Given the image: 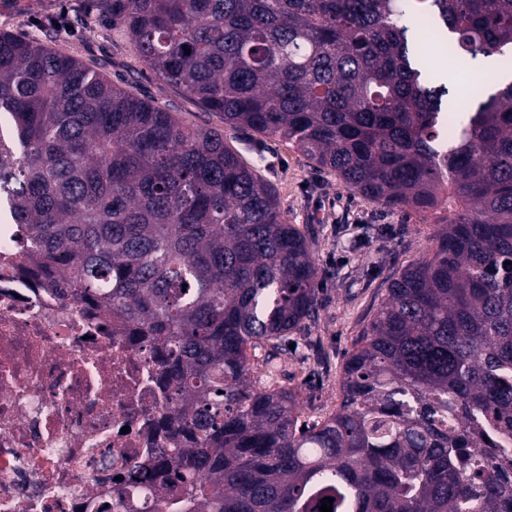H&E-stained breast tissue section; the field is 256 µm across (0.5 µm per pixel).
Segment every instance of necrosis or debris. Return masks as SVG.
<instances>
[{"instance_id":"obj_1","label":"necrosis or debris","mask_w":512,"mask_h":512,"mask_svg":"<svg viewBox=\"0 0 512 512\" xmlns=\"http://www.w3.org/2000/svg\"><path fill=\"white\" fill-rule=\"evenodd\" d=\"M18 237L0 224V512H158L176 399L161 359Z\"/></svg>"}]
</instances>
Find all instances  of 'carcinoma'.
<instances>
[{"mask_svg": "<svg viewBox=\"0 0 512 512\" xmlns=\"http://www.w3.org/2000/svg\"><path fill=\"white\" fill-rule=\"evenodd\" d=\"M140 58L224 125L289 142L345 187L443 214L391 279L336 410L255 387L249 348L317 312L305 234L218 132L81 60L0 32V205L47 277L148 336L188 512H512V83L475 110L429 84L420 20L512 71V0H100ZM190 54H184V49Z\"/></svg>", "mask_w": 512, "mask_h": 512, "instance_id": "1", "label": "carcinoma"}]
</instances>
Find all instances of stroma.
<instances>
[{
  "mask_svg": "<svg viewBox=\"0 0 512 512\" xmlns=\"http://www.w3.org/2000/svg\"><path fill=\"white\" fill-rule=\"evenodd\" d=\"M96 3L0 0V31L70 53L183 121L223 133L240 159L273 185L282 213L308 238L319 308L288 336L292 349L276 374L267 372L265 348L250 350L251 377L295 392L304 420L323 419L336 408L346 356L372 320L390 278L432 254L437 214L387 209L344 188L335 173L315 167L294 145L226 128L223 116L155 76Z\"/></svg>",
  "mask_w": 512,
  "mask_h": 512,
  "instance_id": "obj_1",
  "label": "stroma"
}]
</instances>
